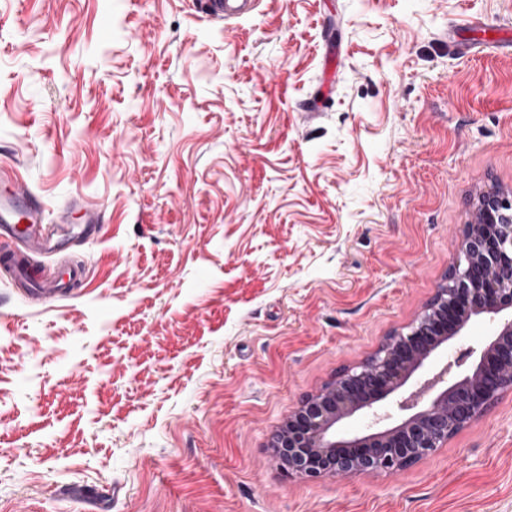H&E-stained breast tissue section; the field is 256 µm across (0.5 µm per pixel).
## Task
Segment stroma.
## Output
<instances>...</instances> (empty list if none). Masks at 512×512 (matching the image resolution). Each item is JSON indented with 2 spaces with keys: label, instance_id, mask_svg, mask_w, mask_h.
I'll return each instance as SVG.
<instances>
[{
  "label": "stroma",
  "instance_id": "stroma-1",
  "mask_svg": "<svg viewBox=\"0 0 512 512\" xmlns=\"http://www.w3.org/2000/svg\"><path fill=\"white\" fill-rule=\"evenodd\" d=\"M512 0H0V167L102 228L0 272V512H512V390L394 474L265 444L448 281L512 191ZM205 12L213 21L226 22L253 15L259 0H204Z\"/></svg>",
  "mask_w": 512,
  "mask_h": 512
}]
</instances>
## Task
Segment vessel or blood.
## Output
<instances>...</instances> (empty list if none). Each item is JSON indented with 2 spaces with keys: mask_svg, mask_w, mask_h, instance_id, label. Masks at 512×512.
I'll use <instances>...</instances> for the list:
<instances>
[{
  "mask_svg": "<svg viewBox=\"0 0 512 512\" xmlns=\"http://www.w3.org/2000/svg\"><path fill=\"white\" fill-rule=\"evenodd\" d=\"M211 20L226 22L253 15L259 0H204ZM100 222L97 208L71 200L56 223H48L46 208L30 191L18 169L0 168V270L14 275L25 303L42 306L75 296L77 285L87 278L78 263L63 273L46 272L44 259L77 240L89 239Z\"/></svg>",
  "mask_w": 512,
  "mask_h": 512,
  "instance_id": "1",
  "label": "vessel or blood"
}]
</instances>
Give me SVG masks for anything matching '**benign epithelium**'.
Instances as JSON below:
<instances>
[{
  "label": "benign epithelium",
  "mask_w": 512,
  "mask_h": 512,
  "mask_svg": "<svg viewBox=\"0 0 512 512\" xmlns=\"http://www.w3.org/2000/svg\"><path fill=\"white\" fill-rule=\"evenodd\" d=\"M459 255L430 304L409 331L390 336L360 369L339 374L270 435L266 448L290 478L347 479L396 473L444 447L512 389V195L482 194L474 223L464 225ZM474 317L492 337L448 361L407 392ZM375 418L367 430L345 433L343 421Z\"/></svg>",
  "instance_id": "benign-epithelium-1"
}]
</instances>
